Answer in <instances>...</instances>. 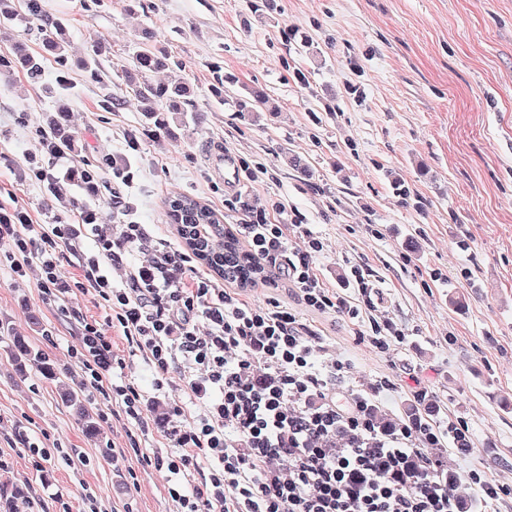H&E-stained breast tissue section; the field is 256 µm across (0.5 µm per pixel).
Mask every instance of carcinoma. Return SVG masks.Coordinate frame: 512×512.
<instances>
[{"instance_id": "cac0c4a2", "label": "carcinoma", "mask_w": 512, "mask_h": 512, "mask_svg": "<svg viewBox=\"0 0 512 512\" xmlns=\"http://www.w3.org/2000/svg\"><path fill=\"white\" fill-rule=\"evenodd\" d=\"M26 17L28 22L45 32L43 38L44 51L57 59L62 66L69 64L67 42L64 37V26L59 21L47 19L43 13L39 0H25ZM182 67L179 62L171 61L165 52L154 49L150 43L144 42L134 55V69L125 72L124 81L133 95L143 104L144 125L148 129H155L166 135H171L168 114L175 115L179 126L184 127L188 120H197V116H187L189 112L190 94L187 83L182 78L167 83L155 84L149 81L146 74L154 70L168 69L171 66ZM0 66L13 68L20 66L28 72L30 77L38 80L41 77V58L33 55L27 44L17 41L14 45V56L5 60L0 59ZM268 98L259 89H251L247 95L236 99V108L239 112H266ZM68 117L67 106L60 103L56 115L47 120V133L59 140L70 141L71 134L65 131L64 122ZM175 201L187 205L190 209H199L211 219L214 232L211 238L204 241L194 238L191 223H178L184 245L199 260L203 261L216 276H226L224 268L231 265L236 268L239 285L242 288L253 283L258 285L268 276L266 268L262 267L231 229L224 225V218L209 205L189 195H181ZM12 359L19 365H35L43 374L59 379L66 376V369L57 366L44 354L34 351L23 339L14 342ZM61 398L71 407L74 413L82 420L88 422L87 432L94 434L97 427L90 423V411L83 397L75 390L64 387Z\"/></svg>"}]
</instances>
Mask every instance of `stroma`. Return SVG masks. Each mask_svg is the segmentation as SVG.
Masks as SVG:
<instances>
[{
    "instance_id": "obj_1",
    "label": "stroma",
    "mask_w": 512,
    "mask_h": 512,
    "mask_svg": "<svg viewBox=\"0 0 512 512\" xmlns=\"http://www.w3.org/2000/svg\"><path fill=\"white\" fill-rule=\"evenodd\" d=\"M64 21L73 56L96 55L99 77L67 73L77 164L98 168L101 221H132L176 238L168 202L188 194L241 223L263 208L272 223L296 219L324 242L316 266L330 291L347 293L351 266L371 273L377 319L402 327L405 343L380 352L339 313H306L331 357L349 361L346 387L396 389L377 414L403 422H461L469 454L444 447L450 470L503 485L495 512H512V0H41ZM183 64L202 120L171 137L143 135L142 104L124 75L143 31ZM35 82L0 72V202L16 201L38 221L68 216L82 190L46 201L31 172L40 131L56 107L47 92L57 66ZM260 87L271 111L245 119L234 100ZM257 170L238 192L210 171L214 146ZM284 212H276L275 204ZM38 324H31L30 316ZM124 374L146 395L144 451L161 442L160 419L187 402L179 373L163 391L141 355L112 330ZM67 368L78 335L44 298L35 276L0 270V449L10 454L0 491L62 493L73 512L84 488L101 512H171L161 476L129 446L134 426L112 406L92 405L98 436L59 397L57 381L11 359L14 338ZM427 388L425 402L415 390ZM61 443L88 465L36 470L21 444Z\"/></svg>"
}]
</instances>
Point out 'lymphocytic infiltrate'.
Listing matches in <instances>:
<instances>
[{
  "instance_id": "f902f5d3",
  "label": "lymphocytic infiltrate",
  "mask_w": 512,
  "mask_h": 512,
  "mask_svg": "<svg viewBox=\"0 0 512 512\" xmlns=\"http://www.w3.org/2000/svg\"><path fill=\"white\" fill-rule=\"evenodd\" d=\"M42 146L33 174L50 195L72 181L75 166L69 149L51 137H43ZM95 216L89 199L74 204L67 220L47 224L34 223L25 208L0 204V239L13 242L4 262L16 276L36 266L39 288L50 301L65 303L73 291L87 288L102 301L104 320L73 315L80 344L70 357L91 401L114 403L127 420L144 423L138 387L117 373L123 361L112 353L111 328L120 329L159 374L156 388L177 369L193 396L204 399L185 425L179 422L185 406L172 407L176 422L163 434L165 447L142 457L165 473L176 512H460V475L429 453L444 440L469 447L456 423L415 421L382 430L363 393L337 389L349 364H321V334L287 304L274 298L262 306L250 303L145 225L130 221L111 236ZM297 230L293 223H271L262 210L237 226L271 271L272 287L288 282L308 310L352 319L373 311L367 271L352 267L361 300L350 304L317 272L315 259L324 250L319 237L308 236L305 249L290 248ZM86 239L94 250L82 251ZM64 248L77 253L80 278H61ZM140 249L151 251V261L134 267L126 283H113L110 267ZM340 430L347 440L328 447Z\"/></svg>"
}]
</instances>
